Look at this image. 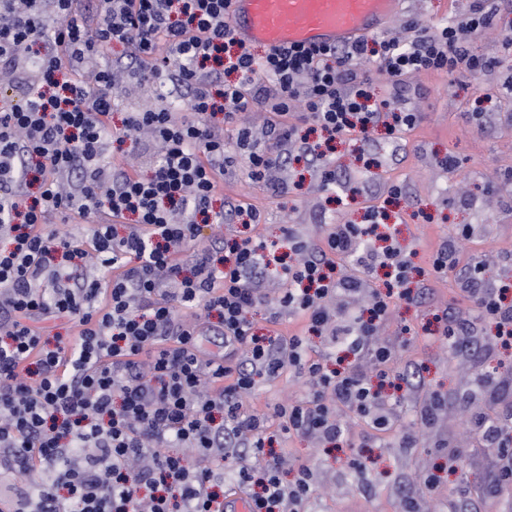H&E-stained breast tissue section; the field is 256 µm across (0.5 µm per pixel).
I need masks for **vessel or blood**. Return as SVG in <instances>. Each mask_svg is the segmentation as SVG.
I'll use <instances>...</instances> for the list:
<instances>
[{
	"mask_svg": "<svg viewBox=\"0 0 512 512\" xmlns=\"http://www.w3.org/2000/svg\"><path fill=\"white\" fill-rule=\"evenodd\" d=\"M402 0H232L229 23L247 44L348 45L386 27Z\"/></svg>",
	"mask_w": 512,
	"mask_h": 512,
	"instance_id": "obj_1",
	"label": "vessel or blood"
}]
</instances>
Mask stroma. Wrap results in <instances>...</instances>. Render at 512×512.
<instances>
[{"label": "stroma", "mask_w": 512, "mask_h": 512, "mask_svg": "<svg viewBox=\"0 0 512 512\" xmlns=\"http://www.w3.org/2000/svg\"><path fill=\"white\" fill-rule=\"evenodd\" d=\"M472 0H404L400 13L389 25L397 31L413 19L434 26L470 12ZM479 53L495 58L490 70L455 76L421 74L405 78L400 93L389 81L375 84L377 98H393L396 106L420 114L415 128L398 142H389L383 131L371 141L349 136L336 142L326 160L342 182L340 202L319 187L316 173L303 162L273 170L280 184L271 192L265 184L252 181L245 155L224 176V200L260 209V233L267 243L285 250L284 230L295 225L310 239L321 238L333 222L362 223L367 207L383 204L393 184L403 193L394 205L400 218L397 237L414 254L416 265L427 266L431 253L454 237L461 224H476L480 232L459 256L460 264L479 262L488 279H512V99L499 93L501 81L512 75V52L500 40L477 36ZM114 120L129 112L157 106H175L171 84L154 87L128 83L114 90ZM453 155L458 166L441 169L437 161ZM465 311L471 306L454 280L434 285V297L420 305L397 304L380 332L383 341L397 348L390 365L392 373L418 371L423 388L409 394L394 407V425L406 426L419 418L426 392L444 394L448 406L442 410L427 441L415 448H402L394 433L370 436L365 423L349 411H341L343 437L338 449L311 437H275L273 448L284 459L299 458L319 474L321 488L311 503L312 512H401L403 495H415L421 512H457L464 491L480 493L492 469L497 450L483 433L465 432L461 420L472 406H480L491 418L499 407L491 390L512 398V350H487L491 326H483L480 343L453 352L423 339L424 331L436 328L437 315L447 304ZM307 386L294 374L274 381L258 379L254 393L244 403L259 412L278 402L300 399ZM363 445L367 458L365 473L346 464L349 444ZM458 453L456 469H449L448 456ZM434 473L439 487L426 494L422 479Z\"/></svg>", "instance_id": "obj_1"}]
</instances>
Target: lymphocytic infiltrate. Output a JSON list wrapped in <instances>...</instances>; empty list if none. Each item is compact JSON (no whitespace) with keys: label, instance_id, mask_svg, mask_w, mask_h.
Returning <instances> with one entry per match:
<instances>
[{"label":"lymphocytic infiltrate","instance_id":"1","mask_svg":"<svg viewBox=\"0 0 512 512\" xmlns=\"http://www.w3.org/2000/svg\"><path fill=\"white\" fill-rule=\"evenodd\" d=\"M230 9L231 0H97L90 26L77 0H0V78L19 92L0 107V474L32 464L40 472L35 484L0 492V512H224L228 479L246 490L253 512H306L318 476L273 451L271 427L330 444L342 435L336 412L344 408L386 432L394 402L385 386L415 389L408 375H390L394 349L380 329L397 303L417 304L447 279L471 225L430 255L417 288L408 285L413 266L402 245L390 237L376 245L386 212L329 225L317 240L287 228L286 287L263 336L249 314L276 255L258 230L260 210L235 209L247 216L249 235L190 259L184 251L234 162L225 125L235 126L253 179L267 178L286 156L306 157L321 188L335 190V170L299 137V122L330 141L379 127L398 139L418 113L372 99L369 87L493 67L471 36L495 31L496 0H475L469 14L435 27L411 22L404 39L375 35L260 55L236 38ZM120 76L186 92L189 118L163 107L128 113L113 127ZM257 106L272 115L268 136L286 155L253 140L243 116ZM143 128L158 156L150 173L114 169L110 144ZM100 210L109 219L94 225L86 246L49 225L55 214ZM89 255L108 279L81 272ZM346 261L360 276L341 274ZM380 267L390 276L381 290L369 284ZM461 281L473 308L465 316L445 308L439 342L458 346L490 322L495 347H512V284L485 278L478 264ZM361 293L365 308L334 305ZM182 309L217 313L223 350L202 355V323L179 318ZM48 316L72 322L73 336L45 338L40 322ZM288 318L298 326L286 332ZM315 337L354 364L329 367ZM364 359L374 376L359 369ZM288 371L305 380L306 398L262 413L244 407L257 378ZM463 426L497 440L489 486L511 495L512 434L484 415Z\"/></svg>","mask_w":512,"mask_h":512}]
</instances>
